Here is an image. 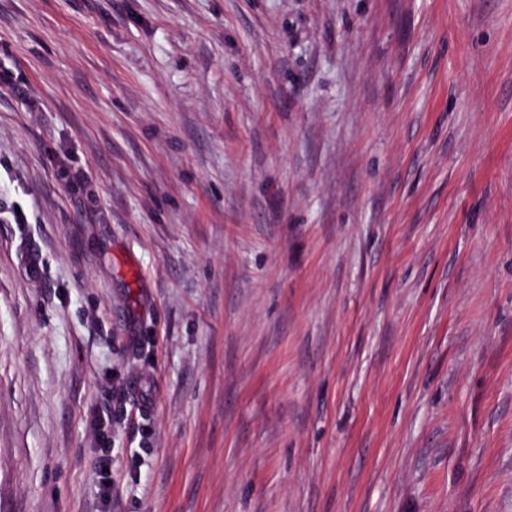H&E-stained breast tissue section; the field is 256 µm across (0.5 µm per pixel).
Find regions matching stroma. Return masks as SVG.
<instances>
[{"label": "stroma", "mask_w": 512, "mask_h": 512, "mask_svg": "<svg viewBox=\"0 0 512 512\" xmlns=\"http://www.w3.org/2000/svg\"><path fill=\"white\" fill-rule=\"evenodd\" d=\"M0 512H512V0H0Z\"/></svg>", "instance_id": "obj_1"}]
</instances>
